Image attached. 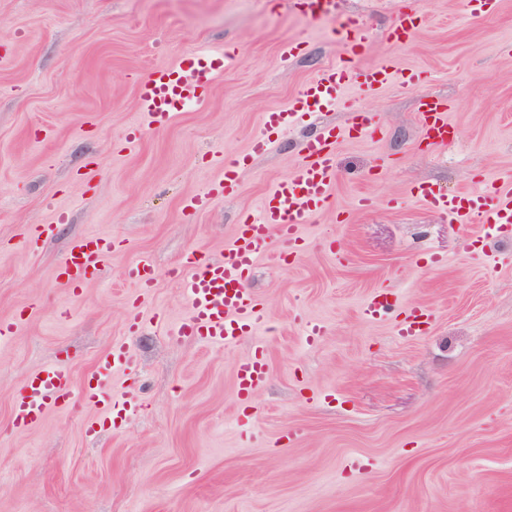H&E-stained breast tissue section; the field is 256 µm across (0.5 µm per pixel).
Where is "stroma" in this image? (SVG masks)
Segmentation results:
<instances>
[{"instance_id": "stroma-1", "label": "stroma", "mask_w": 512, "mask_h": 512, "mask_svg": "<svg viewBox=\"0 0 512 512\" xmlns=\"http://www.w3.org/2000/svg\"><path fill=\"white\" fill-rule=\"evenodd\" d=\"M405 9L423 25L397 46L388 34ZM346 13L371 35L359 67L388 59L400 78L350 85L266 132L264 113L345 58ZM288 41L300 50L286 62ZM196 48L235 61L204 104L127 143L139 83ZM425 96L451 107L448 146L422 140ZM357 112L378 132L337 141L333 195L303 226L302 253L282 262L289 244L271 232L247 282L268 378L243 406L235 370L252 342L173 336L190 315L179 266L192 251L219 258L303 163L307 135ZM265 134L271 148L239 170L238 193L206 201L225 159ZM509 180L512 0L481 18L464 0H341L319 19L289 0H0V320L17 324L0 347V512H512V238L449 223L412 194ZM39 224L49 231L33 249ZM96 235L115 248L70 295L57 266ZM144 259L146 293L126 276ZM378 288L396 311L427 313L426 332L366 318ZM116 341L133 363L113 373L112 397L137 393L142 408L106 426L79 390ZM60 361L70 403L15 430L28 377Z\"/></svg>"}]
</instances>
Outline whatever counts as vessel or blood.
Wrapping results in <instances>:
<instances>
[{
	"mask_svg": "<svg viewBox=\"0 0 512 512\" xmlns=\"http://www.w3.org/2000/svg\"><path fill=\"white\" fill-rule=\"evenodd\" d=\"M342 30L346 37L349 57L322 70L310 80L288 108L264 115V126L283 129L307 113L320 110L336 100L345 86L358 83L377 89L390 82L395 72L390 63L361 69L351 63L362 53L370 35L360 21L346 17ZM227 54L193 50L176 65L155 70L137 90L142 124L132 125L126 135L128 142L141 137L143 125L163 126L175 113L205 102L209 89L230 62ZM418 122L422 135L434 146L447 145L455 132L448 121V105L433 98H424L418 107ZM366 115L354 114L345 130L326 125L309 136L302 147L304 161L297 170L275 184L265 196L258 217H247L237 228L232 242L225 247L222 258L201 261L187 256L182 262L184 285L188 292L191 316L181 322L176 333L198 337L212 343L226 344L245 335L255 334L263 321L258 297L245 283L256 261L266 252L270 231L282 237L296 239L299 225L324 208L330 200V190L336 181V161L333 145L339 133L361 135L370 130ZM240 159L226 163L223 175L215 180L209 198L219 199L236 194L240 188L237 169ZM414 195L443 215L459 224L478 219L491 229L512 228V185L490 187L473 193L447 195L428 183L413 189ZM114 248L111 238L85 237L76 240L63 259L59 275L70 294H77L89 275L98 271L104 258ZM393 308L384 290L374 291L363 306L366 317L375 319ZM131 357L126 343H114L111 350L98 357L93 372L82 386V397L106 412L116 406L108 381L121 367L129 366ZM268 366L263 344H256L253 354L236 368L237 391L240 400H247L265 381ZM72 372L66 363L30 376L12 406V425L26 431L40 423L49 405H62L72 395Z\"/></svg>",
	"mask_w": 512,
	"mask_h": 512,
	"instance_id": "b4317fda",
	"label": "vessel or blood"
}]
</instances>
